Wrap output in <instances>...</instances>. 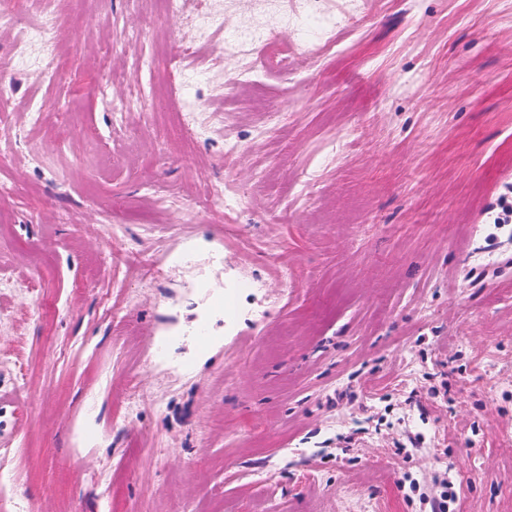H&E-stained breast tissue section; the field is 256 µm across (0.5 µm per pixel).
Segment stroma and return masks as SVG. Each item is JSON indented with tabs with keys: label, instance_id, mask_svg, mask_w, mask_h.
I'll return each mask as SVG.
<instances>
[{
	"label": "stroma",
	"instance_id": "stroma-1",
	"mask_svg": "<svg viewBox=\"0 0 512 512\" xmlns=\"http://www.w3.org/2000/svg\"><path fill=\"white\" fill-rule=\"evenodd\" d=\"M198 2L292 72L159 0H21L56 25L0 77V512H512V0H322L314 39ZM229 43L238 47L258 44L264 67L281 74H288L290 69L288 53L274 48L273 41L264 27L238 30L225 41V44ZM453 482L448 480V485L443 490L422 492L420 502L425 505L426 512H449V503L456 497Z\"/></svg>",
	"mask_w": 512,
	"mask_h": 512
}]
</instances>
